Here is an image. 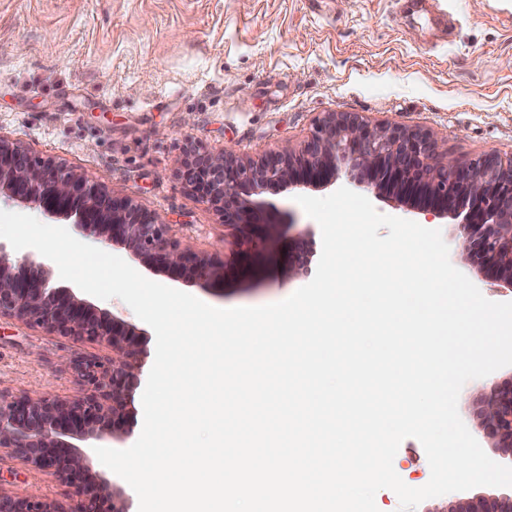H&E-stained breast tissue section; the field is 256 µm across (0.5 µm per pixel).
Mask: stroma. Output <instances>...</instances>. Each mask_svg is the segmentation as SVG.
<instances>
[{"label":"stroma","instance_id":"obj_1","mask_svg":"<svg viewBox=\"0 0 512 512\" xmlns=\"http://www.w3.org/2000/svg\"><path fill=\"white\" fill-rule=\"evenodd\" d=\"M437 14L404 0H0V137L54 158L125 195L194 249L233 264L222 283L144 277L214 307L258 306L306 285L288 272V240L236 264L222 215L176 175L186 142L242 160L297 150L326 112L429 132L435 160L512 156V0H438ZM348 186L382 214L438 229L459 267L494 302L512 289L461 263L457 224L339 176L335 185L265 194L273 223H318L297 204ZM109 348L0 319V393L84 396L66 361ZM512 379V366L467 382L458 399L483 450L491 440L474 398ZM393 466L408 486L430 479L421 443L402 441ZM0 490L73 512L80 496L57 475L0 456Z\"/></svg>","mask_w":512,"mask_h":512}]
</instances>
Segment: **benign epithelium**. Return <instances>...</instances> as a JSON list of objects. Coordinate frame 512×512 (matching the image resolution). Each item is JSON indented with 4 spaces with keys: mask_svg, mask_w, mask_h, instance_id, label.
<instances>
[{
    "mask_svg": "<svg viewBox=\"0 0 512 512\" xmlns=\"http://www.w3.org/2000/svg\"><path fill=\"white\" fill-rule=\"evenodd\" d=\"M434 141L420 129L372 126L356 113L328 112L297 152L274 153L243 161L233 150L220 155L190 147L178 176L199 201L222 212L236 232V260L247 262L279 236L280 225L263 217L259 196L293 185L325 186L348 165L358 182L401 203L432 199V215L459 221L461 261L491 272L512 286V158L488 151L467 162L433 164ZM39 209L72 224L105 247L122 245L143 263L170 276L205 282L223 281L228 265L201 255L172 235L129 197L115 196L102 185L52 158L35 159L23 147L0 138V198ZM309 232L295 239L288 260L292 274L311 273ZM52 272L29 256L14 257L0 245V318L17 319L75 340L105 343L112 357L101 361L79 355L72 370L87 389L75 400L44 395L0 394V449L33 467L52 471L84 495L75 512H128L114 492L89 487L88 466L79 443L118 438L132 413L131 392L143 352L135 330L95 308L69 288L51 284ZM479 424L498 452L512 460V382L481 394ZM0 512H60L27 495L0 492ZM448 512H512V494L458 500Z\"/></svg>",
    "mask_w": 512,
    "mask_h": 512,
    "instance_id": "obj_1",
    "label": "benign epithelium"
}]
</instances>
